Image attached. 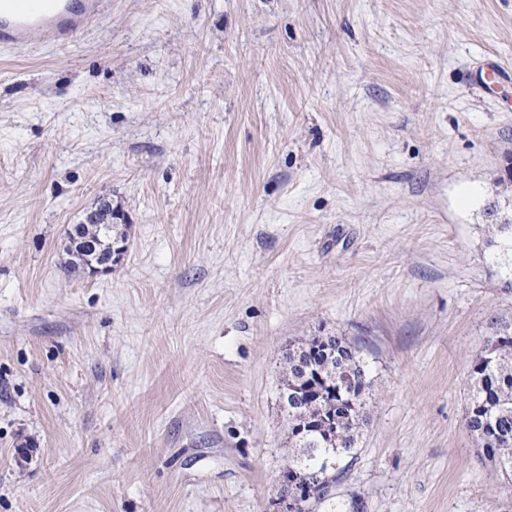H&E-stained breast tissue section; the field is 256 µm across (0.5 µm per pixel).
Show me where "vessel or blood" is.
Segmentation results:
<instances>
[{
	"label": "vessel or blood",
	"instance_id": "obj_1",
	"mask_svg": "<svg viewBox=\"0 0 512 512\" xmlns=\"http://www.w3.org/2000/svg\"><path fill=\"white\" fill-rule=\"evenodd\" d=\"M106 0H0V47L29 45L43 35L72 44L102 14Z\"/></svg>",
	"mask_w": 512,
	"mask_h": 512
}]
</instances>
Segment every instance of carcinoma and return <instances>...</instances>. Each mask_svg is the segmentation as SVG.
Wrapping results in <instances>:
<instances>
[{
  "mask_svg": "<svg viewBox=\"0 0 512 512\" xmlns=\"http://www.w3.org/2000/svg\"><path fill=\"white\" fill-rule=\"evenodd\" d=\"M105 224L82 227L81 235L112 242ZM489 242L512 245V224L487 225ZM492 334L471 361L465 426L479 441L485 459L512 475V322H491ZM368 373L358 349L339 336H309L283 357L280 402L288 424L283 480L288 495L318 486L317 499L294 500L290 512H317L334 498L343 478L342 462L354 458L365 424ZM337 441L336 469L325 468L322 448Z\"/></svg>",
  "mask_w": 512,
  "mask_h": 512,
  "instance_id": "1",
  "label": "carcinoma"
}]
</instances>
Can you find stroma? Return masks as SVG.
I'll use <instances>...</instances> for the list:
<instances>
[{
  "mask_svg": "<svg viewBox=\"0 0 512 512\" xmlns=\"http://www.w3.org/2000/svg\"><path fill=\"white\" fill-rule=\"evenodd\" d=\"M69 47L0 49V512H272L281 363L369 370L319 512H512L464 422L512 322V0H109ZM129 227L106 275L72 225ZM488 77L493 82L488 84ZM512 79V69L501 61L494 62L489 67V71L481 72L477 75L475 83L481 86L486 92L494 91L496 87L504 81Z\"/></svg>",
  "mask_w": 512,
  "mask_h": 512,
  "instance_id": "obj_1",
  "label": "stroma"
}]
</instances>
